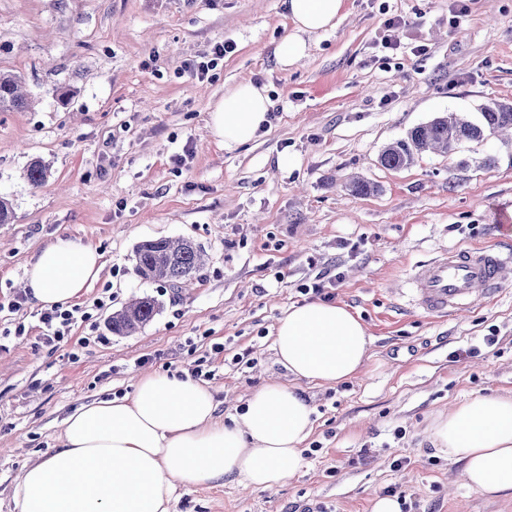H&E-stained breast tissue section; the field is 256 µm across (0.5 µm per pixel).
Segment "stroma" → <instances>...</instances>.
I'll list each match as a JSON object with an SVG mask.
<instances>
[{"mask_svg": "<svg viewBox=\"0 0 512 512\" xmlns=\"http://www.w3.org/2000/svg\"><path fill=\"white\" fill-rule=\"evenodd\" d=\"M346 0L333 29L308 37L284 66L291 32L283 0H0V70L21 75L29 109L0 112V512L12 487L52 450L81 403L121 398L141 372L201 368L220 414H243L276 362L275 327L316 275L332 279L372 337L363 372L336 385L301 383L314 429L287 484L244 492L182 488L175 512H372L388 488L402 512H512V492L466 486L427 430L449 404L512 394V277L488 303L440 320L398 295L408 271L442 249L493 245L498 212L512 214V142L462 144L384 168L381 149L451 112L512 101V0ZM400 25L385 32L386 19ZM391 34L394 48L381 45ZM231 41L201 80L185 59ZM243 82L265 88L274 113L257 138L218 144L213 106ZM186 155L177 163V155ZM49 166L44 187L23 177ZM360 178L377 194L349 195ZM95 246L98 279L75 319L46 343L42 308L23 301L26 264L56 236ZM187 238L206 263L191 291L143 283L134 247ZM161 305L152 323L115 336L106 321L132 297ZM103 308H95V301ZM497 333L476 358L455 350ZM250 364H232L235 354Z\"/></svg>", "mask_w": 512, "mask_h": 512, "instance_id": "35a3bbf8", "label": "stroma"}]
</instances>
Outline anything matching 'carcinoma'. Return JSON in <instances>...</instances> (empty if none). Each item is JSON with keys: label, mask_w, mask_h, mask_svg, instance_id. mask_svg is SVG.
<instances>
[{"label": "carcinoma", "mask_w": 512, "mask_h": 512, "mask_svg": "<svg viewBox=\"0 0 512 512\" xmlns=\"http://www.w3.org/2000/svg\"><path fill=\"white\" fill-rule=\"evenodd\" d=\"M21 84V77L0 72V112L28 107ZM508 129H512V102L492 100L482 105L474 118L452 113L414 127L406 137L386 145L379 154V162L389 169L406 168L425 152L449 155L466 141H483L490 134ZM47 175L48 167L40 159L31 161L24 170L25 180L35 189L45 184ZM202 253V248L188 239L147 240L133 250L134 267L138 277L146 282L178 287L200 270ZM159 312L160 304L154 297H135L112 313L107 327L116 336H128L149 325Z\"/></svg>", "instance_id": "obj_1"}]
</instances>
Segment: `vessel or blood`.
Segmentation results:
<instances>
[{
  "label": "vessel or blood",
  "mask_w": 512,
  "mask_h": 512,
  "mask_svg": "<svg viewBox=\"0 0 512 512\" xmlns=\"http://www.w3.org/2000/svg\"><path fill=\"white\" fill-rule=\"evenodd\" d=\"M510 273L511 251L487 246L448 250L415 267L408 281L407 303L418 311L445 319L484 303Z\"/></svg>",
  "instance_id": "obj_1"
}]
</instances>
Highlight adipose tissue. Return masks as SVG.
<instances>
[{
    "mask_svg": "<svg viewBox=\"0 0 512 512\" xmlns=\"http://www.w3.org/2000/svg\"><path fill=\"white\" fill-rule=\"evenodd\" d=\"M293 24L282 64L305 57L306 36L332 29L345 0H284ZM270 101L245 82L210 114L225 147L251 142ZM101 256L66 237L46 242L28 263L23 288L34 305L68 304L95 281ZM278 363L292 384L269 381L245 413L219 415L214 390L188 376H136L132 396L95 400L63 422L59 446L28 465L15 482L16 512H174L181 488L285 484L301 464L311 410L297 385H333L359 373L370 337L344 305L313 301L289 308L276 326ZM431 444L462 465L470 488L512 489V396H479L449 405L428 429Z\"/></svg>",
    "mask_w": 512,
    "mask_h": 512,
    "instance_id": "ef3b65f1",
    "label": "adipose tissue"
}]
</instances>
